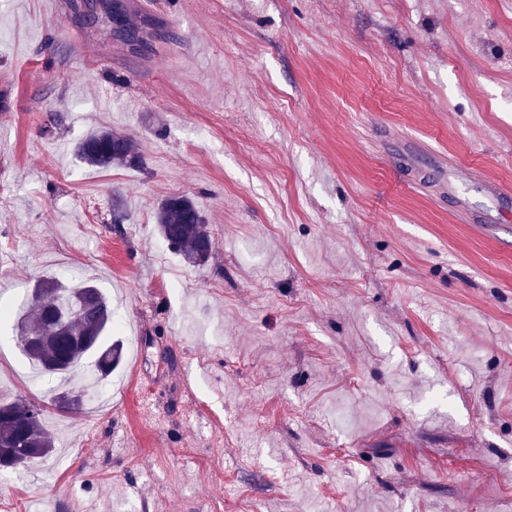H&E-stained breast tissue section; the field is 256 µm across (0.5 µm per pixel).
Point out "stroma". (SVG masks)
<instances>
[{
	"label": "stroma",
	"mask_w": 512,
	"mask_h": 512,
	"mask_svg": "<svg viewBox=\"0 0 512 512\" xmlns=\"http://www.w3.org/2000/svg\"><path fill=\"white\" fill-rule=\"evenodd\" d=\"M77 2L0 0V303L93 282L125 355L102 411H47L29 497L512 512V223L468 213L512 184V0H123L140 51ZM102 128L145 168L81 162ZM173 195L206 267L158 233ZM13 334L0 399L46 397ZM158 231L167 245L193 267L205 266L213 254L214 240L205 219L186 196L164 199L156 213Z\"/></svg>",
	"instance_id": "35a3bbf8"
}]
</instances>
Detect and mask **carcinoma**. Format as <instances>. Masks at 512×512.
Instances as JSON below:
<instances>
[{
    "mask_svg": "<svg viewBox=\"0 0 512 512\" xmlns=\"http://www.w3.org/2000/svg\"><path fill=\"white\" fill-rule=\"evenodd\" d=\"M77 154L92 167L114 165L130 169L144 168V157L135 142L122 132L99 130L77 146ZM158 231L167 245L193 267L205 266L213 254L214 240L205 219L186 196L164 199L156 213ZM81 299V310L74 317L57 314L60 300L68 291ZM17 324L36 338L34 345L22 348L25 356L46 376L72 378L70 364H88L98 383L109 377L123 359L121 340H108L114 328L112 300L96 285L85 282L69 284L60 279L37 282L20 307ZM39 406L29 398L0 401V446H10L11 460L4 469L21 472L36 461L32 450H43V458L55 449L54 438L44 425L45 407L35 416L27 414V406Z\"/></svg>",
    "mask_w": 512,
    "mask_h": 512,
    "instance_id": "carcinoma-1",
    "label": "carcinoma"
}]
</instances>
